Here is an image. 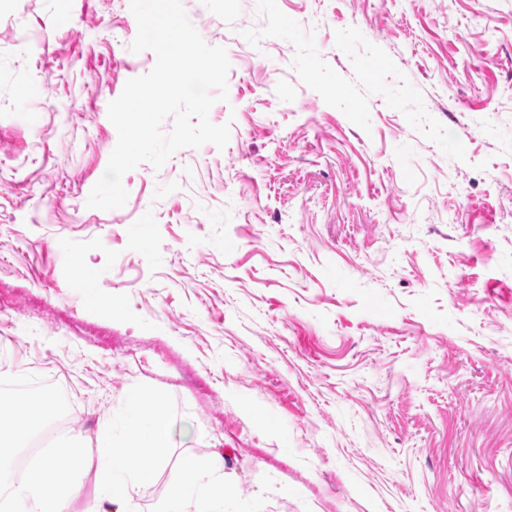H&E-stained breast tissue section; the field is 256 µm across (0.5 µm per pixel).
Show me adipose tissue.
<instances>
[{"instance_id":"1","label":"adipose tissue","mask_w":512,"mask_h":512,"mask_svg":"<svg viewBox=\"0 0 512 512\" xmlns=\"http://www.w3.org/2000/svg\"><path fill=\"white\" fill-rule=\"evenodd\" d=\"M58 410L50 397L36 406L25 399L1 406L5 426L0 440L22 447ZM171 441L168 416L160 403L149 402L140 392H128L100 425L94 440H87L80 431L71 434L64 442L68 455L45 454L25 480L14 481L9 458L0 456V493L7 495L0 512H68L69 498L45 499L43 485L72 490L77 479L88 475L94 479L97 512H133L136 497L151 485ZM179 469L180 478L158 512H240L224 493L222 454L205 461L182 457Z\"/></svg>"}]
</instances>
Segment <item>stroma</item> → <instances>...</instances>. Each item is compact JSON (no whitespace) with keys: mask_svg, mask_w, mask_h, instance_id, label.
I'll list each match as a JSON object with an SVG mask.
<instances>
[{"mask_svg":"<svg viewBox=\"0 0 512 512\" xmlns=\"http://www.w3.org/2000/svg\"><path fill=\"white\" fill-rule=\"evenodd\" d=\"M224 149L87 207L148 73L130 0L0 6V400L127 391L245 512H512V0H182ZM95 271L98 303L72 258Z\"/></svg>","mask_w":512,"mask_h":512,"instance_id":"stroma-1","label":"stroma"}]
</instances>
